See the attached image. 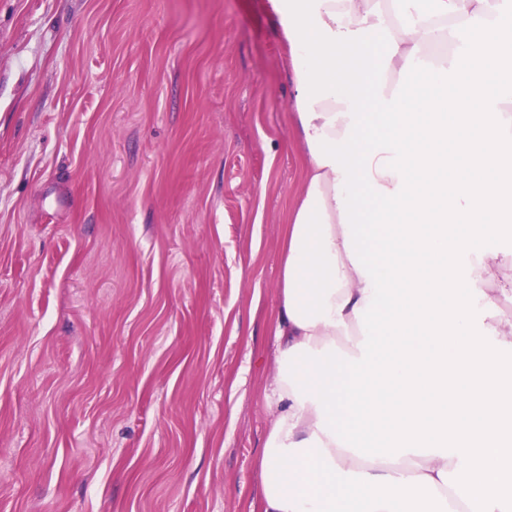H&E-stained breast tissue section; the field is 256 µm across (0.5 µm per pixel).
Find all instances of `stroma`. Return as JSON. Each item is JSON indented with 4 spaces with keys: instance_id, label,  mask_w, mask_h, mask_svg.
I'll use <instances>...</instances> for the list:
<instances>
[{
    "instance_id": "35a3bbf8",
    "label": "stroma",
    "mask_w": 512,
    "mask_h": 512,
    "mask_svg": "<svg viewBox=\"0 0 512 512\" xmlns=\"http://www.w3.org/2000/svg\"><path fill=\"white\" fill-rule=\"evenodd\" d=\"M289 65L272 0H0V512H256Z\"/></svg>"
}]
</instances>
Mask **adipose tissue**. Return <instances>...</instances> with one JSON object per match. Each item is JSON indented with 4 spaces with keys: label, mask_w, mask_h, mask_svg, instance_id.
I'll return each mask as SVG.
<instances>
[{
    "label": "adipose tissue",
    "mask_w": 512,
    "mask_h": 512,
    "mask_svg": "<svg viewBox=\"0 0 512 512\" xmlns=\"http://www.w3.org/2000/svg\"><path fill=\"white\" fill-rule=\"evenodd\" d=\"M273 6L306 176L259 512H512V13Z\"/></svg>",
    "instance_id": "obj_1"
}]
</instances>
